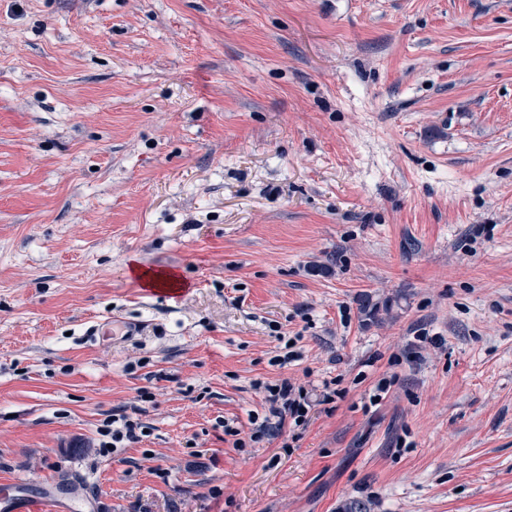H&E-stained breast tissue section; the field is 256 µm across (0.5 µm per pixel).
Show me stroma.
<instances>
[{"mask_svg":"<svg viewBox=\"0 0 512 512\" xmlns=\"http://www.w3.org/2000/svg\"><path fill=\"white\" fill-rule=\"evenodd\" d=\"M257 378L340 394L236 448ZM142 388L149 436L102 453ZM14 478L92 512H512V0H0Z\"/></svg>","mask_w":512,"mask_h":512,"instance_id":"stroma-1","label":"stroma"}]
</instances>
